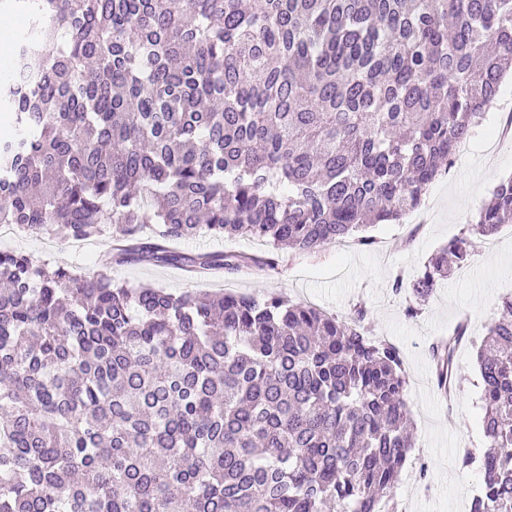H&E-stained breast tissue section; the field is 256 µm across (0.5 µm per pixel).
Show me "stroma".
Wrapping results in <instances>:
<instances>
[{
	"instance_id": "1",
	"label": "stroma",
	"mask_w": 512,
	"mask_h": 512,
	"mask_svg": "<svg viewBox=\"0 0 512 512\" xmlns=\"http://www.w3.org/2000/svg\"><path fill=\"white\" fill-rule=\"evenodd\" d=\"M512 116V77L502 82L494 107L474 128L467 153L456 156L448 172L430 185L420 209L399 224L369 228L374 242L328 246L314 252L281 251L275 269H245L220 278L192 279L175 267L146 263L113 264L112 279L131 286L150 284L166 291L207 293H276L289 299L349 315L365 306L375 332L396 345L407 377L404 399L412 420L413 447L395 489L408 512H467L484 487L478 461L486 446L483 433V385L476 346L504 298L512 297V224L478 242L468 265L440 282L420 301L411 289L394 291L398 273L414 276L437 250L460 234L478 204L500 179L512 175V139L498 140ZM5 250L27 254L39 263L90 275L99 270L105 238L75 247L63 234L17 233ZM416 316H408V306ZM469 317L471 335L456 352L455 380L459 400L441 399L435 382L430 346L447 335L461 317ZM476 461L464 464L465 453Z\"/></svg>"
}]
</instances>
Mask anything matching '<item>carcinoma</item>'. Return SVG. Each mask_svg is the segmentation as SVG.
I'll use <instances>...</instances> for the list:
<instances>
[{"label": "carcinoma", "mask_w": 512, "mask_h": 512, "mask_svg": "<svg viewBox=\"0 0 512 512\" xmlns=\"http://www.w3.org/2000/svg\"><path fill=\"white\" fill-rule=\"evenodd\" d=\"M0 224L109 235L115 262L273 268L400 222L512 66V0H0ZM41 65L33 69L28 60ZM512 223V176L420 274L427 299ZM267 256L186 253L196 234ZM467 319L432 347L453 372ZM485 483L512 512V299L477 355ZM398 347L368 310L173 294L0 251V512H397ZM178 248L184 252L223 251V252H248L252 254H264L269 247L261 239H226L213 238L202 234L183 239Z\"/></svg>", "instance_id": "cac0c4a2"}]
</instances>
